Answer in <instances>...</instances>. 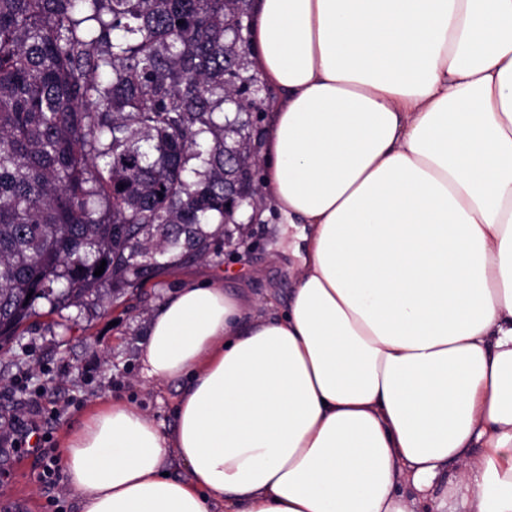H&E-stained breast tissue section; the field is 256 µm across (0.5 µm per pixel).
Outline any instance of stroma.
<instances>
[{
    "label": "stroma",
    "instance_id": "1",
    "mask_svg": "<svg viewBox=\"0 0 512 512\" xmlns=\"http://www.w3.org/2000/svg\"><path fill=\"white\" fill-rule=\"evenodd\" d=\"M235 231L229 225L217 234L204 259L170 266L138 288H108L106 304L53 312L45 301L36 303L35 314L0 349V512H77L66 476L46 484L39 453L12 450V429L37 422L58 452L70 427L121 398L163 433L173 432L177 385L149 378L142 350L151 317L184 279H221L263 307L286 298L293 228L272 218L255 222L241 248L228 240Z\"/></svg>",
    "mask_w": 512,
    "mask_h": 512
}]
</instances>
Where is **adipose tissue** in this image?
<instances>
[{"label": "adipose tissue", "mask_w": 512, "mask_h": 512, "mask_svg": "<svg viewBox=\"0 0 512 512\" xmlns=\"http://www.w3.org/2000/svg\"><path fill=\"white\" fill-rule=\"evenodd\" d=\"M250 47L300 264L264 316L171 294L142 363L176 426L72 428L79 512H512V0H254Z\"/></svg>", "instance_id": "1"}]
</instances>
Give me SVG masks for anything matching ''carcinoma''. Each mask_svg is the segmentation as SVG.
<instances>
[{
  "mask_svg": "<svg viewBox=\"0 0 512 512\" xmlns=\"http://www.w3.org/2000/svg\"><path fill=\"white\" fill-rule=\"evenodd\" d=\"M252 0H0V347L261 206ZM103 274L94 275L101 262Z\"/></svg>",
  "mask_w": 512,
  "mask_h": 512,
  "instance_id": "obj_1",
  "label": "carcinoma"
}]
</instances>
